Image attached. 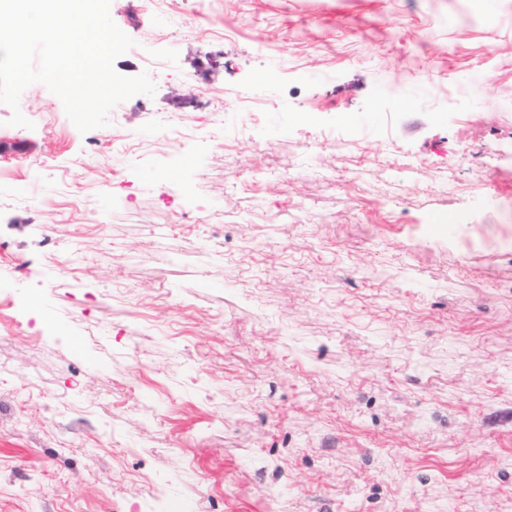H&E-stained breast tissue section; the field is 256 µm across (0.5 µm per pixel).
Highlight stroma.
<instances>
[{
    "label": "stroma",
    "mask_w": 512,
    "mask_h": 512,
    "mask_svg": "<svg viewBox=\"0 0 512 512\" xmlns=\"http://www.w3.org/2000/svg\"><path fill=\"white\" fill-rule=\"evenodd\" d=\"M110 14L154 96L0 104V512H512V0Z\"/></svg>",
    "instance_id": "35a3bbf8"
}]
</instances>
